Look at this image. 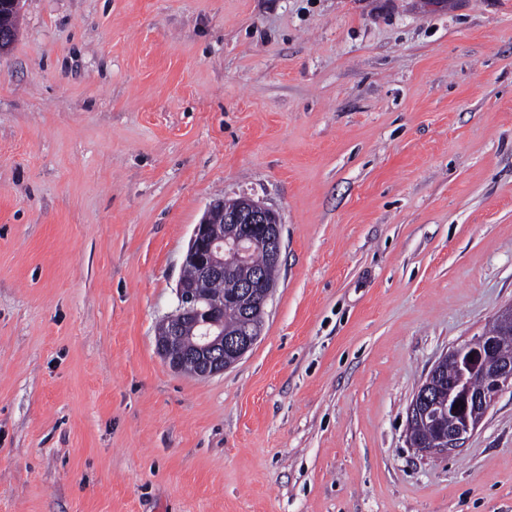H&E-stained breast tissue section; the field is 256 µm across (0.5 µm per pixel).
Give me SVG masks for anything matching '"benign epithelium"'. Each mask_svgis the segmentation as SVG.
Listing matches in <instances>:
<instances>
[{"mask_svg": "<svg viewBox=\"0 0 512 512\" xmlns=\"http://www.w3.org/2000/svg\"><path fill=\"white\" fill-rule=\"evenodd\" d=\"M22 0H0V44L16 39V19ZM240 224L243 233L230 240L224 225ZM282 228L278 214L260 201L241 197L236 202L217 199L209 204L202 220L195 225L185 263L197 270L201 281H208L229 271L249 266V255L257 249L280 262ZM274 284L264 281L254 271L242 281L236 297L243 314L251 319L250 329L234 338L224 337L218 315L224 311V296H204L196 284L180 280L176 286L177 306L161 324L156 350L169 367L182 372L188 363L194 374L209 377L224 372L240 360L261 333L265 308ZM452 368L448 378V398L463 392L458 421L448 426V434L432 440L412 435L417 420L432 418L434 410L444 407L435 396L443 380L438 365ZM512 391V359L500 352L497 336L485 333L454 347L433 366L417 389L409 408L407 443L418 452L447 453L460 448L479 428L496 399Z\"/></svg>", "mask_w": 512, "mask_h": 512, "instance_id": "7a95c632", "label": "benign epithelium"}]
</instances>
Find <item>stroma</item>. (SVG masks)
Returning <instances> with one entry per match:
<instances>
[{
	"label": "stroma",
	"mask_w": 512,
	"mask_h": 512,
	"mask_svg": "<svg viewBox=\"0 0 512 512\" xmlns=\"http://www.w3.org/2000/svg\"><path fill=\"white\" fill-rule=\"evenodd\" d=\"M282 224L224 373L156 351L195 224ZM512 304V0H23L0 52V512H512V392L416 389ZM489 333L476 336L445 353L419 386L411 402L407 421L406 436L410 448L426 454H448L449 451L461 448L479 428L499 395L506 390L512 391L511 341L501 336V328L495 321ZM499 343L504 355L500 352ZM470 354H473V359H470ZM442 363H448V368L453 367L452 374L448 372L451 374L448 378V406L459 391L463 392V405L458 415L459 420L455 423L451 410L441 412L431 424L417 422L413 432L421 439L433 436L440 429H448L447 435L424 441L412 435V425L416 420L431 419L433 410L442 409L446 405L438 396L435 397L443 383L438 370Z\"/></svg>",
	"instance_id": "obj_1"
}]
</instances>
